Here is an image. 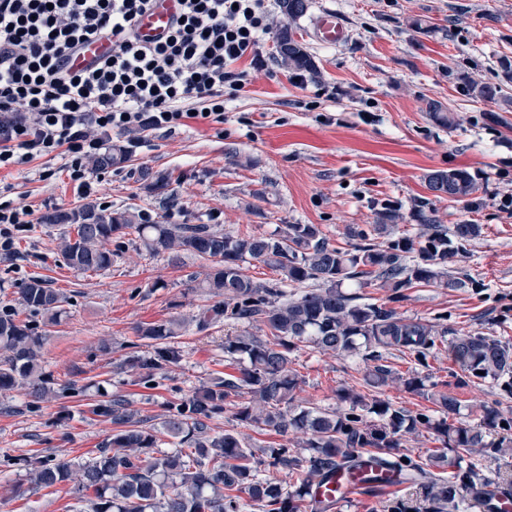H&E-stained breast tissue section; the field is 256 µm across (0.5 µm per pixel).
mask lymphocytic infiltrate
I'll return each instance as SVG.
<instances>
[{
  "mask_svg": "<svg viewBox=\"0 0 512 512\" xmlns=\"http://www.w3.org/2000/svg\"><path fill=\"white\" fill-rule=\"evenodd\" d=\"M154 0H0V170L60 157L81 196L95 191L88 163L126 135L124 154L188 121L224 124V94L243 91L249 60L263 67L271 32L264 0H176L166 35L138 33ZM93 38L112 52L84 69L68 58ZM35 221L29 206L0 203V256Z\"/></svg>",
  "mask_w": 512,
  "mask_h": 512,
  "instance_id": "obj_1",
  "label": "lymphocytic infiltrate"
}]
</instances>
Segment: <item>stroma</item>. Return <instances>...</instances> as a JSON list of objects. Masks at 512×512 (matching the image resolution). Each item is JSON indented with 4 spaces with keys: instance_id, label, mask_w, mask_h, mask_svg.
Segmentation results:
<instances>
[{
    "instance_id": "1",
    "label": "stroma",
    "mask_w": 512,
    "mask_h": 512,
    "mask_svg": "<svg viewBox=\"0 0 512 512\" xmlns=\"http://www.w3.org/2000/svg\"><path fill=\"white\" fill-rule=\"evenodd\" d=\"M336 11L348 39L319 44L315 18ZM320 74L296 78L276 58L275 40L262 46L266 68L252 72L245 92L224 102V132L191 123L149 136L139 156L103 170L95 202L111 209L150 212L161 224L218 223L237 234L270 233L288 224H315L330 243L346 248L351 230L372 231L383 208L395 211L393 236H416L418 213L438 223L481 225L480 236L453 263L481 291L417 286L407 289L397 311L408 318L446 322L458 335L482 333L512 343V212L500 199L512 193V101L475 103L459 92L463 76L503 81L501 61H512V0H312L295 24ZM456 114L448 129L434 124L429 101ZM461 168L475 176L472 205L434 196L424 177ZM10 198L44 214L83 204L62 158L39 157L0 171ZM55 229L35 224L16 240L19 257L0 263V306L13 300L30 276L47 278L67 299L66 314L51 327L45 370L56 382L84 387L28 409L24 390L0 394V512H68L67 491L26 486L24 459L63 457L82 466L111 431L93 415L98 401L122 394L143 415L161 414L171 394L191 393L224 368L220 343L226 329L188 327L179 342L181 362L162 387L147 390L115 366L134 341V328L173 316L191 317L206 297L187 285L203 262L182 252L153 254L132 236L109 271L93 274L64 265ZM301 381L298 400L336 407V390L363 388L368 365L361 357H338L306 348L292 354ZM400 378L381 397L397 408L433 411L426 395L402 382L409 365L390 356ZM424 374L447 386L460 402L456 419L476 423L482 407L497 404L512 419V394L492 382L459 385V369L438 343ZM64 423H57V416ZM22 484V495H11Z\"/></svg>"
}]
</instances>
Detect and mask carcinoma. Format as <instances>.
I'll list each match as a JSON object with an SVG mask.
<instances>
[{
    "instance_id": "1",
    "label": "carcinoma",
    "mask_w": 512,
    "mask_h": 512,
    "mask_svg": "<svg viewBox=\"0 0 512 512\" xmlns=\"http://www.w3.org/2000/svg\"><path fill=\"white\" fill-rule=\"evenodd\" d=\"M279 8L295 21L307 13L309 0H279ZM276 46L289 69L316 72L313 56L288 28L280 31ZM502 69V83L463 79L461 95L473 102L507 98L505 83L512 81V66L504 60ZM427 112L438 126L455 125L454 112L438 101L429 102ZM124 160L118 148L93 159L92 167L104 170ZM425 183L429 189L444 186L448 200L457 202L478 190L475 177L465 169L431 171ZM41 222L59 228L57 250L67 266L83 272L108 270L124 238L132 234L154 254L186 251L206 261L202 278L192 280L190 288L216 301L189 320L134 327L138 342L116 365L134 384L144 389L161 384L168 369L182 360L178 338L188 325L200 331L221 322L238 328L224 336L226 371L214 373L188 395L163 402L160 421L141 415L120 395L95 405L93 412L109 418L113 429L70 490L85 504L75 512H332L328 500L309 506L314 486L339 469L358 471L367 463L379 472L370 479L375 488L391 480L420 488L419 497L394 501L391 512H460L462 492L492 484L464 455L478 448L498 454L512 448V433L486 441L487 433L500 427L495 404L484 406L479 422L471 425L450 420L459 401L446 391L431 394L442 414L439 419L396 409L381 399L382 388L397 376L386 355L408 352L416 365L426 368L436 340L451 330L443 323L403 317L387 304L367 303L355 292L376 283L391 292L390 301L398 302L416 285L482 287L466 276L448 274V264L465 253V243L481 234L478 224L464 222L448 229L426 217L418 239L380 243L355 230L351 236L356 242L342 249L330 244L315 224L234 235L216 224H143L127 209L112 211L92 202L47 212ZM249 260L275 270L279 278L255 280L245 272ZM290 288L295 292L288 293ZM64 303L57 289L33 277L18 289L15 303L0 307V393L24 389L31 409L61 393L81 395L73 386L56 388L44 368L47 328L66 313ZM23 311L28 313L25 320L19 319ZM257 326L268 333H251ZM142 341L151 352L137 351ZM301 347L362 356L371 362L366 390L338 388L335 409L296 403L300 379L291 354ZM448 355L464 382L489 380L512 394V347L477 333L452 338ZM226 415L243 427L262 425L279 435L290 429L300 432L304 438L297 446L308 455L293 456L286 445L262 446L237 431L215 430L213 422ZM420 430L440 442L432 458L448 467V473H434L397 453L399 436ZM161 436L177 440L178 448L157 450ZM271 469L288 470V484L261 476ZM28 476L37 487L65 484L71 480V464L63 458H35L28 463Z\"/></svg>"
}]
</instances>
